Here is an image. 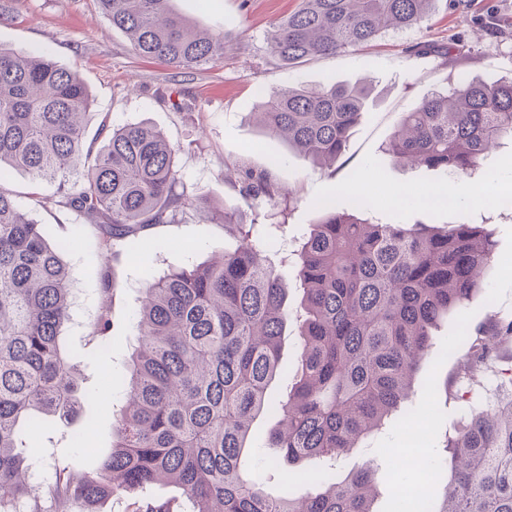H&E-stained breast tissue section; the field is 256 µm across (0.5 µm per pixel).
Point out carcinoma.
<instances>
[{
    "instance_id": "1",
    "label": "carcinoma",
    "mask_w": 512,
    "mask_h": 512,
    "mask_svg": "<svg viewBox=\"0 0 512 512\" xmlns=\"http://www.w3.org/2000/svg\"><path fill=\"white\" fill-rule=\"evenodd\" d=\"M170 2L98 0L138 56L179 74L223 59L231 38L197 30ZM434 2L302 0L273 27L268 50L289 66L346 52L422 25ZM453 49L428 43L414 52L450 59ZM370 95L367 84L336 81L281 88L265 95L254 119L312 162L332 164ZM92 102L77 72L46 54L0 46V169L57 183L51 196L31 192L32 205L74 212L96 230L107 259L100 284L110 294L120 247L178 222L197 198L178 190L177 150L159 129L115 127L104 117L87 139ZM505 138L512 140V80H462L404 113L384 152L407 166L464 176ZM235 169L251 223L224 211L234 248L145 281L110 452L79 478L72 462H56L35 495L37 451L22 425L37 415L68 423L80 413L78 365L60 346L71 291L43 226L0 186V512H103L112 497L154 485L180 494L135 498L131 512H373L371 467L296 500L270 495L241 467L252 423L270 407L267 390L288 329V287L260 262L252 230L288 190L267 171ZM316 209L320 217L297 251L305 311L299 367L268 442L304 481L319 473L308 464L338 459L399 411L430 353L432 329L469 300L483 269L497 261L493 240L477 225L374 224L336 212L330 198ZM464 334L456 384L512 346V321L467 325ZM447 449L449 483L427 512H512V378L493 402L470 410Z\"/></svg>"
}]
</instances>
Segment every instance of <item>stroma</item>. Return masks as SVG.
Instances as JSON below:
<instances>
[{
    "instance_id": "35a3bbf8",
    "label": "stroma",
    "mask_w": 512,
    "mask_h": 512,
    "mask_svg": "<svg viewBox=\"0 0 512 512\" xmlns=\"http://www.w3.org/2000/svg\"><path fill=\"white\" fill-rule=\"evenodd\" d=\"M172 7L199 28L231 37L223 60L186 77L174 76L165 64L134 55L96 0H0V45L48 54L58 65L77 71L93 99L89 129H96L106 116L116 126L141 122L163 131L178 149L185 189L212 210L251 219L227 163L268 170L285 185L290 196L279 205L285 225L264 239L262 250L289 288L292 316L301 313V290L291 253L316 220L315 205L322 199H333L338 211L352 213L355 197L367 196L372 203L369 217L384 224H480L490 232L498 260L484 270L483 286L466 302L462 319L448 316L434 328L431 351L404 405L422 433L420 442H412L405 428L389 426L361 439L326 472L327 479L336 481L373 467L378 487L374 512H399L394 493L402 485L418 499L430 500L441 483L403 470L394 449L417 444L427 449L430 460L447 462L445 440L466 423L469 400H492L497 383L512 377V352L506 350L495 368L479 375L467 392L446 385L455 365L451 344L460 340L463 323L491 316L512 319V209L485 206L475 198L478 188L488 183L512 192V142H503L482 168L460 182L450 173L396 164L382 146L402 114L428 93L463 78H512V0H437L422 26L293 66L269 53L266 36L274 23L298 9L299 0H172ZM423 42L451 43L455 52L448 61L412 54V47ZM362 79L373 85L372 100L334 164H313L280 138L265 134L253 120L264 92L271 89ZM452 181L465 191L463 202L450 209L421 206L424 194L441 192ZM0 185L13 192L20 207L31 209L48 238L63 250L72 320L63 330L62 345L83 369L82 389L95 395L71 430L87 433L95 447L107 450L112 445L111 401L126 381L125 366L136 336L133 317L144 282L221 255L232 239L221 220H204L195 213L141 232L131 242L128 257L113 263L116 292L109 299L99 282L101 257L94 228L65 210L32 209L29 193L34 188L22 170L0 173ZM107 304L112 307L109 341H87L88 324ZM279 419L278 413L264 412L254 420L242 465L262 474L272 494L297 497L309 492V485L283 479L269 460L268 435Z\"/></svg>"
}]
</instances>
